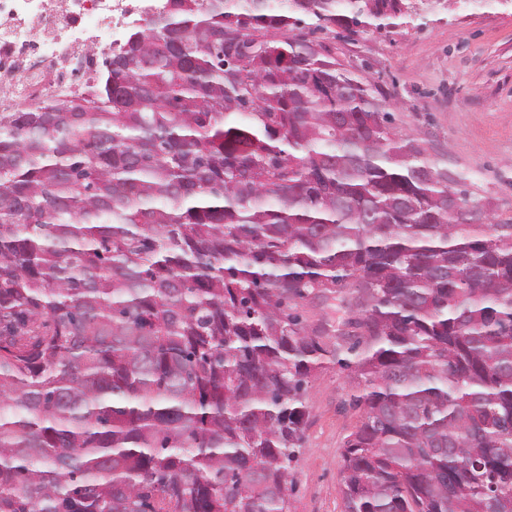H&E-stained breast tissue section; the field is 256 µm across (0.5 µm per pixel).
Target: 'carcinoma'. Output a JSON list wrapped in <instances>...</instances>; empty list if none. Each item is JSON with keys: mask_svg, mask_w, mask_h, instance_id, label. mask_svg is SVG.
<instances>
[{"mask_svg": "<svg viewBox=\"0 0 512 512\" xmlns=\"http://www.w3.org/2000/svg\"><path fill=\"white\" fill-rule=\"evenodd\" d=\"M416 16L165 0L0 115V512H290L330 363L344 512H512V220L328 44Z\"/></svg>", "mask_w": 512, "mask_h": 512, "instance_id": "1", "label": "carcinoma"}]
</instances>
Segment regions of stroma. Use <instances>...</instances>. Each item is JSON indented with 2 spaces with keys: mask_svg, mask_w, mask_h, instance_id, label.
<instances>
[{
  "mask_svg": "<svg viewBox=\"0 0 512 512\" xmlns=\"http://www.w3.org/2000/svg\"><path fill=\"white\" fill-rule=\"evenodd\" d=\"M336 58L389 89L404 131H421L430 159L466 175L495 214L512 216V9L439 0L419 27L332 43ZM350 370L332 366L308 391L292 512H344L339 469L358 424Z\"/></svg>",
  "mask_w": 512,
  "mask_h": 512,
  "instance_id": "obj_1",
  "label": "stroma"
}]
</instances>
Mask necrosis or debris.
<instances>
[{
  "label": "necrosis or debris",
  "instance_id": "1",
  "mask_svg": "<svg viewBox=\"0 0 512 512\" xmlns=\"http://www.w3.org/2000/svg\"><path fill=\"white\" fill-rule=\"evenodd\" d=\"M164 0H0V113L87 94L97 57Z\"/></svg>",
  "mask_w": 512,
  "mask_h": 512
}]
</instances>
